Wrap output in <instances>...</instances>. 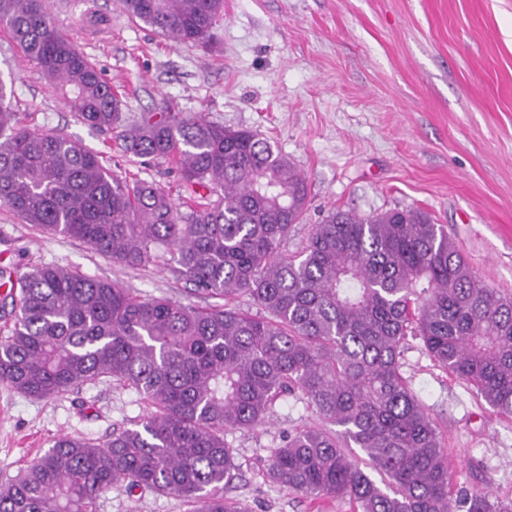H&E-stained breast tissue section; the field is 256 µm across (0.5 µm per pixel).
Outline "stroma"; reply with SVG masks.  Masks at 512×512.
Here are the masks:
<instances>
[{"mask_svg":"<svg viewBox=\"0 0 512 512\" xmlns=\"http://www.w3.org/2000/svg\"><path fill=\"white\" fill-rule=\"evenodd\" d=\"M57 28L101 69L131 113L172 109L260 132L304 175L296 252L330 210L429 212L476 274L512 293V0H224L217 43H177L132 21L117 0H45ZM0 78L13 82L22 124L62 133L103 156L118 178L179 193L167 160L110 149L111 136L78 121L54 87L0 31ZM26 271L59 265L119 282L141 297L207 306L157 266L132 269L86 244L47 236L0 207V262ZM404 372L437 420L455 487L512 500V418L435 364L407 337ZM145 404L102 379L52 400L0 384V487L61 435L101 440L133 426ZM295 399L271 424L229 434L239 475L227 497L252 512H352L272 483L269 451L283 432L314 422ZM174 494L109 490L99 512H186Z\"/></svg>","mask_w":512,"mask_h":512,"instance_id":"1","label":"stroma"}]
</instances>
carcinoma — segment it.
Masks as SVG:
<instances>
[{"label": "carcinoma", "instance_id": "cac0c4a2", "mask_svg": "<svg viewBox=\"0 0 512 512\" xmlns=\"http://www.w3.org/2000/svg\"><path fill=\"white\" fill-rule=\"evenodd\" d=\"M179 43L210 47L224 0H120ZM0 27L76 118L123 154L172 163L187 196L112 175L102 156L22 125L0 79V206L48 236L129 268L168 259L177 280L224 303L142 298L45 265L9 277L18 312L0 340V383L50 400L108 378L149 411L96 443L53 441L0 488V512H98L114 486L174 493L189 512H250L224 495L227 435L268 423L294 396L322 421L270 449L269 479L355 512H512L489 492L455 496L442 436L403 375L407 336L512 417V295L481 280L443 225L417 209L337 210L289 255L308 184L257 132L183 112L124 114L98 68L44 0H0ZM260 312L237 306L242 298ZM376 473L379 479L371 477Z\"/></svg>", "mask_w": 512, "mask_h": 512}]
</instances>
